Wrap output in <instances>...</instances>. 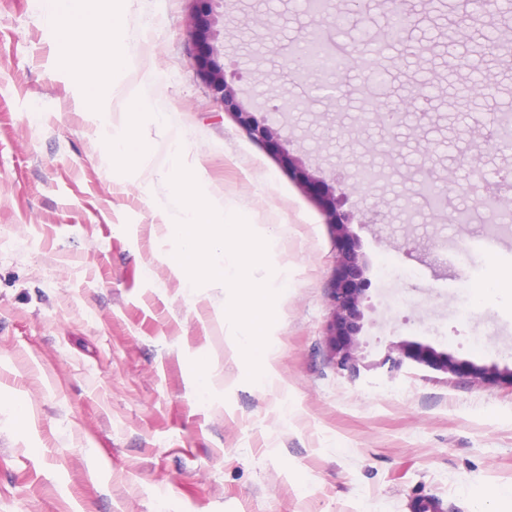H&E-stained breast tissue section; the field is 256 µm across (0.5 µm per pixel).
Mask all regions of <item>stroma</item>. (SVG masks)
Wrapping results in <instances>:
<instances>
[{
	"label": "stroma",
	"mask_w": 512,
	"mask_h": 512,
	"mask_svg": "<svg viewBox=\"0 0 512 512\" xmlns=\"http://www.w3.org/2000/svg\"><path fill=\"white\" fill-rule=\"evenodd\" d=\"M303 5L224 9L220 62L240 105L280 126L267 145L193 66V0H124L116 24L137 53L119 70L102 64L93 108L78 59L36 0H0V390L31 411L21 426L0 407V512H415L422 498L441 512H512V387L381 364L391 343L409 340L512 368V223L488 250L499 215L452 224L406 206L424 167L457 205L489 191L512 198V183L495 178L512 172V150L485 149L483 182L465 163L474 119L512 112V55L483 39L491 27L512 34V18H481L462 44L435 0H406L408 41L377 57L344 23L334 35L352 53L349 90L330 98L327 74L290 83ZM264 12L272 26L255 25ZM370 57L393 96L435 86L397 154L371 153L372 132L356 119ZM465 65L495 75L472 100L457 91ZM141 83L152 111L177 115L204 196L280 228L266 274L280 291L272 386L248 380L207 295H179L176 248L153 233L165 198L154 161L119 173L97 135ZM291 154L345 191L347 209L378 204L388 215L352 226L370 282L356 375L337 369L327 344L337 256L327 199L297 183ZM360 164L375 171L371 184L353 179ZM200 352L224 376L209 405L194 391Z\"/></svg>",
	"instance_id": "stroma-1"
}]
</instances>
